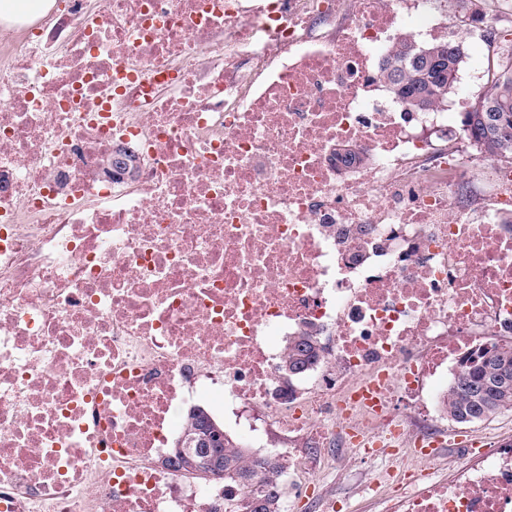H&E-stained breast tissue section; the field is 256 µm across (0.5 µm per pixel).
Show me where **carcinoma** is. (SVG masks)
I'll return each instance as SVG.
<instances>
[{
	"label": "carcinoma",
	"instance_id": "obj_1",
	"mask_svg": "<svg viewBox=\"0 0 512 512\" xmlns=\"http://www.w3.org/2000/svg\"><path fill=\"white\" fill-rule=\"evenodd\" d=\"M498 43L499 63L488 71L484 93L489 104L487 112H465L463 124L477 142L480 153L499 160H512V39L505 32L493 31ZM446 49L433 60L419 56L423 49ZM463 42H431L418 44L403 37L383 61L382 77L390 92L408 107L418 110L420 103L447 102L464 63ZM318 336L304 331L288 343V353L281 371L292 379L305 373L319 357V348L312 345ZM448 418L457 423L483 421L512 411V344L493 343L468 357L457 380L443 397ZM196 428L204 436L197 453L215 457L224 463V481L239 486V478L248 474L258 480L253 489L240 486L241 493L260 499L263 512H283L281 495L269 497L264 487H280L283 464L266 468L265 461L253 457L238 440L224 432V427L205 409L190 410L183 429Z\"/></svg>",
	"mask_w": 512,
	"mask_h": 512
}]
</instances>
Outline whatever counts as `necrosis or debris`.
<instances>
[{
	"label": "necrosis or debris",
	"mask_w": 512,
	"mask_h": 512,
	"mask_svg": "<svg viewBox=\"0 0 512 512\" xmlns=\"http://www.w3.org/2000/svg\"><path fill=\"white\" fill-rule=\"evenodd\" d=\"M451 15L65 0L0 36V512H224L167 463L215 389L249 447L388 459L357 482L376 512H512V447L449 477L424 453L464 360L512 342V166L380 73ZM117 146L134 177L101 174ZM317 339L318 336L313 332L304 331L288 343V353L280 367L282 373L288 376V381L305 373L317 360L320 347L315 348L311 343L312 340L316 342Z\"/></svg>",
	"instance_id": "obj_1"
}]
</instances>
